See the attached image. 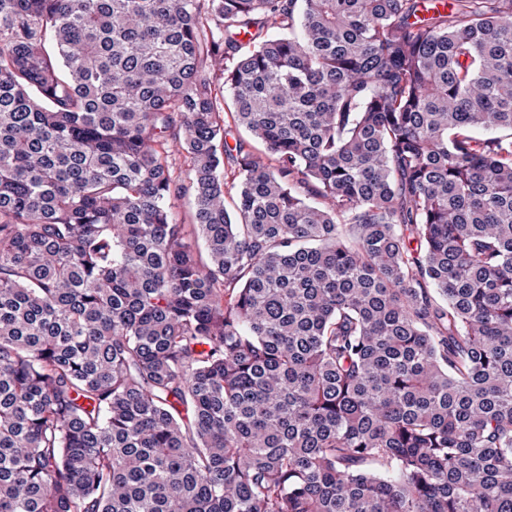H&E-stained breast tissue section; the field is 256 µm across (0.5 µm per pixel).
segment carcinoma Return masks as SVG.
I'll use <instances>...</instances> for the list:
<instances>
[{
  "label": "carcinoma",
  "mask_w": 512,
  "mask_h": 512,
  "mask_svg": "<svg viewBox=\"0 0 512 512\" xmlns=\"http://www.w3.org/2000/svg\"><path fill=\"white\" fill-rule=\"evenodd\" d=\"M0 512H512V0H0Z\"/></svg>",
  "instance_id": "1"
}]
</instances>
